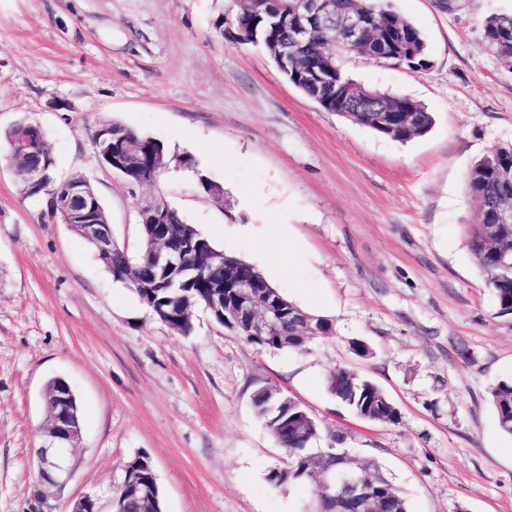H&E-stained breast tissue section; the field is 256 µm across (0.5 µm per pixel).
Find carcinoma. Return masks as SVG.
<instances>
[{
	"instance_id": "cac0c4a2",
	"label": "carcinoma",
	"mask_w": 512,
	"mask_h": 512,
	"mask_svg": "<svg viewBox=\"0 0 512 512\" xmlns=\"http://www.w3.org/2000/svg\"><path fill=\"white\" fill-rule=\"evenodd\" d=\"M272 0H238V9L225 16L218 28L240 29L245 38L238 40L242 45L260 44L269 54L274 55L282 42L288 40V28H273L268 24L269 6ZM337 14L328 21V26L318 30L316 39L308 49H299L288 60V80L294 81V74L303 72V64L310 58L322 55L326 57L320 67L323 79L320 88L302 86L303 94L309 99L321 102L327 112H342V116L354 123L394 141H407L423 136L430 131L434 118L418 100L407 95H392L385 91L365 88L349 79L343 71V61L351 56H364L375 61L392 62L409 68L429 67L427 44L421 30L411 21L394 12L387 0H336ZM341 13H357L363 16L379 17L387 37L379 43L368 36L357 46H345L339 40L337 21ZM512 29V16L496 15L487 18L483 25V39L486 48L503 61L512 63V41L499 40L498 32L503 26ZM391 104L406 114V118L388 127L378 126L373 119L372 110L381 104ZM112 146L126 144L134 139L141 141V152L151 159L157 154H167L159 140L144 136L122 125L111 127ZM512 168V144L492 148L487 155L475 163L467 175V190L477 204L479 213L487 212L499 200L502 188L498 180V171ZM156 209L165 215L169 224L191 235L208 247H213L209 239L201 235L192 225L186 223L182 214L165 199L154 200ZM470 249L476 264L487 277L502 312L512 314V226L493 228L489 224H469L466 226ZM114 280L128 286L135 294H140V284L151 282L154 269L147 263L146 252L138 258H131L121 248H116L110 260L103 261ZM233 271L238 276L256 277L265 281L262 274L252 265L224 257V265L206 272V278L178 282L157 289L156 299L171 315L168 322L172 330L189 334L192 330V314L186 299L195 303H206L209 296L207 285L214 279L224 278V273ZM290 318L282 328L266 339H257L247 335L242 329L235 333L246 337L251 343L262 348L295 350L303 349L311 337L304 334V323L309 321L318 325V336H331L335 332L331 320L312 315L285 301ZM329 389L345 406L359 417L381 423L397 424L400 412L385 393L375 384L361 378L358 374L338 368L329 379ZM501 431L512 436V380H501L490 391ZM253 405L257 415L264 421L269 431H274V416L271 388L263 387L253 396ZM321 427L318 421L298 402L288 404V447L284 448L288 456V468L273 470L268 481L273 485L285 482L308 483L312 485L314 507L319 512H332L334 506L320 499L318 482L323 476L331 477L336 472V457L331 455L335 446L343 442L341 435L332 439V446L321 448L318 454L323 456L319 468H312L309 460V445L318 440ZM365 480L372 491L384 502L385 512H408V504L392 481L373 461L362 462Z\"/></svg>"
}]
</instances>
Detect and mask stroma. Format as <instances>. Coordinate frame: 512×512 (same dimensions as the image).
<instances>
[{
  "label": "stroma",
  "mask_w": 512,
  "mask_h": 512,
  "mask_svg": "<svg viewBox=\"0 0 512 512\" xmlns=\"http://www.w3.org/2000/svg\"><path fill=\"white\" fill-rule=\"evenodd\" d=\"M235 0H0V132L41 127L64 180L79 173L112 236L141 251L137 202L163 196L224 254L287 300L330 319L302 350L262 348L201 305L171 331L45 201L28 197L0 140V512H27L40 485L47 382L82 413L74 475L56 512L94 497L113 512L125 464L148 456L162 512H309L308 485H271L288 458L252 398L299 401L359 460H376L409 512H512V436L490 390L512 379V314L472 257L467 174L512 143V67L483 23L512 0H391L426 39L425 70L362 57L354 82L408 95L434 116L406 142L324 111L259 45L216 25ZM117 123L161 141L165 178L105 169L93 138ZM191 166H183V159ZM224 189L216 199L200 179ZM373 354L361 358L351 343ZM376 384L398 424L360 418L327 388L336 368Z\"/></svg>",
  "instance_id": "35a3bbf8"
}]
</instances>
